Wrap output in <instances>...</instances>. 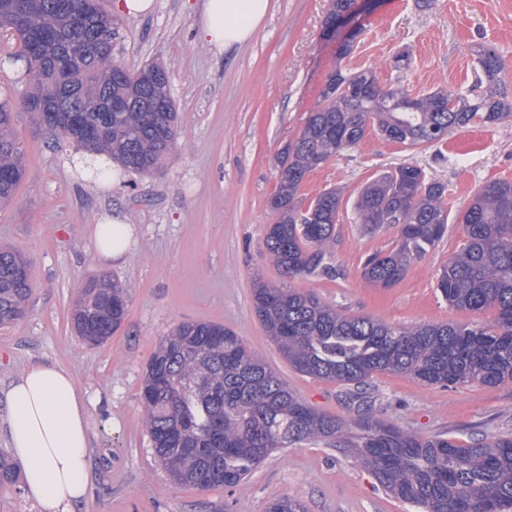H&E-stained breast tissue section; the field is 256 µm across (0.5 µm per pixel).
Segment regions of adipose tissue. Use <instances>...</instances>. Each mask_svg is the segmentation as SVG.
Here are the masks:
<instances>
[{
	"label": "adipose tissue",
	"instance_id": "ef3b65f1",
	"mask_svg": "<svg viewBox=\"0 0 512 512\" xmlns=\"http://www.w3.org/2000/svg\"><path fill=\"white\" fill-rule=\"evenodd\" d=\"M272 0H202L199 34L217 51L248 45L267 18ZM134 228L121 213L103 215L93 226L100 256L122 260ZM8 443L19 463L25 490L41 512H72L91 479L86 448L91 430L88 399L71 373L36 365L5 392Z\"/></svg>",
	"mask_w": 512,
	"mask_h": 512
}]
</instances>
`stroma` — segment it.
I'll return each mask as SVG.
<instances>
[{
  "label": "stroma",
  "mask_w": 512,
  "mask_h": 512,
  "mask_svg": "<svg viewBox=\"0 0 512 512\" xmlns=\"http://www.w3.org/2000/svg\"><path fill=\"white\" fill-rule=\"evenodd\" d=\"M331 0H274L255 39L229 55L197 35L198 0H156L146 17H120L115 59L137 69L158 63L170 73L178 112L176 144L164 166L128 172L115 184L72 176L77 147L54 141L18 112L14 132L25 173L0 204V247L30 262L34 292L28 316L0 328V387L34 365L69 370L90 399L92 480L75 512H264L275 498L295 497L306 512H415L387 494L351 454L327 441L273 451L237 488L175 485L151 451L142 421L141 388L159 343L182 322L224 325L240 336L301 400L342 419L362 414L460 444L512 434V387L425 386L396 372L375 374L353 409L345 385L296 372L257 317L255 282L285 285L265 252L269 201L277 188L283 146L296 138L334 70L374 71L381 87L418 97L469 87L478 46L498 48L512 86V0H363L351 27L359 35L348 55L346 30L324 22ZM413 163L446 185L448 209L463 210L493 179L512 180V118L454 132L442 147L412 148L367 135L313 170L300 207L320 193L343 192L330 245L333 275L293 280L294 288L352 316L394 326L465 323L448 306L437 280L463 241L460 225L404 279L376 288L361 277L366 255L395 247L397 231L369 234L356 219L359 193L393 167ZM118 210L134 227L124 259L100 258L90 227ZM128 291L124 323L100 346L76 337L70 313L86 280L98 274Z\"/></svg>",
  "instance_id": "stroma-1"
}]
</instances>
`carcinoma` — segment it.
<instances>
[{
    "mask_svg": "<svg viewBox=\"0 0 512 512\" xmlns=\"http://www.w3.org/2000/svg\"><path fill=\"white\" fill-rule=\"evenodd\" d=\"M114 25L102 0H0V29L17 41L16 49L0 53V70L21 62L34 71V85L19 101L0 95V203L10 200L25 173L13 133L18 108L57 138L140 173L158 168L173 149L178 113L169 73L156 63L132 70L115 60ZM475 53L479 75L465 92L440 88L412 98L402 88L377 85L360 96L356 88L365 73L329 75L316 108L278 160L271 199L277 220L267 229L266 250L284 277L331 274L327 250L342 192L319 194L302 213L298 191L310 172L360 143L367 131L417 148L512 116L501 55L487 45ZM446 192L411 163L379 175L361 192L355 208L366 232L392 226L398 234L393 250L365 258L362 278L395 286L453 222L461 225L464 243L437 290L456 310L475 316L495 311L494 321L392 327L347 316L296 288L260 283L253 289L255 312L295 371L356 387L383 371L426 386L512 384V182H485L453 218ZM32 291L28 262L0 249L1 326L27 316ZM127 306L120 282L95 278L71 311L72 328L83 342L103 344L123 324ZM141 402L151 448L180 487L233 488L276 449L332 439L417 512H512V436L462 445L450 436L426 438L394 424L321 413L221 324L177 325L148 361ZM18 479L12 457L1 450L0 488ZM266 512L305 507L285 497L269 502Z\"/></svg>",
    "mask_w": 512,
    "mask_h": 512,
    "instance_id": "cac0c4a2",
    "label": "carcinoma"
}]
</instances>
